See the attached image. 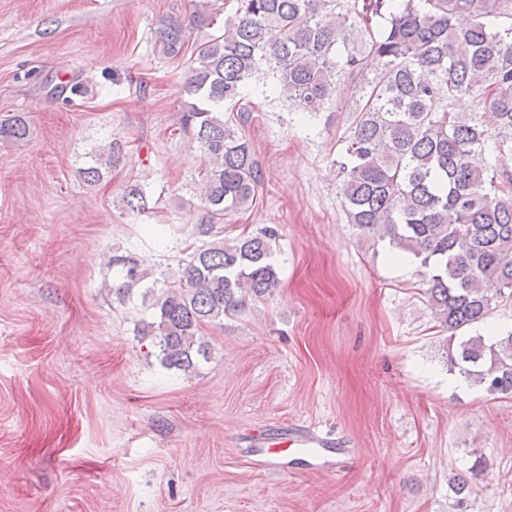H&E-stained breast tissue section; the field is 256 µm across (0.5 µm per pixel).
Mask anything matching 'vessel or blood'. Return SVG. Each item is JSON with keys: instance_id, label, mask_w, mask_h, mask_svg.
Returning a JSON list of instances; mask_svg holds the SVG:
<instances>
[{"instance_id": "obj_1", "label": "vessel or blood", "mask_w": 512, "mask_h": 512, "mask_svg": "<svg viewBox=\"0 0 512 512\" xmlns=\"http://www.w3.org/2000/svg\"><path fill=\"white\" fill-rule=\"evenodd\" d=\"M256 456L264 467L277 470L281 467V446H288L292 453L310 459L316 470L329 474L336 473L353 457L352 449L339 440L319 435L297 425L281 429L275 434H260L256 437Z\"/></svg>"}]
</instances>
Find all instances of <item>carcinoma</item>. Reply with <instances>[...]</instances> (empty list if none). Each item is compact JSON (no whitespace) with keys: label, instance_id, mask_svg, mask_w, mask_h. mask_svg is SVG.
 Returning <instances> with one entry per match:
<instances>
[{"label":"carcinoma","instance_id":"carcinoma-1","mask_svg":"<svg viewBox=\"0 0 512 512\" xmlns=\"http://www.w3.org/2000/svg\"><path fill=\"white\" fill-rule=\"evenodd\" d=\"M232 2L224 17L216 0H195L189 20L168 15L155 30L160 54H190L179 122L205 167L192 230L200 244L176 277L155 278L129 254L108 257L118 301L136 289L152 300L153 320L137 335L152 338L165 367L193 371L208 358L203 326L278 285L274 228L221 238L224 219L253 208L264 180L235 110L260 70L267 92L308 114L335 102L340 82L352 86L358 104L336 159L348 222L414 257L441 330L482 322L497 298L512 296V0ZM463 97L469 112L455 109ZM28 133L21 113L0 120V141ZM122 157L112 143L84 177L99 181ZM148 201L141 185H127L129 211H147ZM447 363L488 395L512 393V332L462 336Z\"/></svg>","mask_w":512,"mask_h":512}]
</instances>
